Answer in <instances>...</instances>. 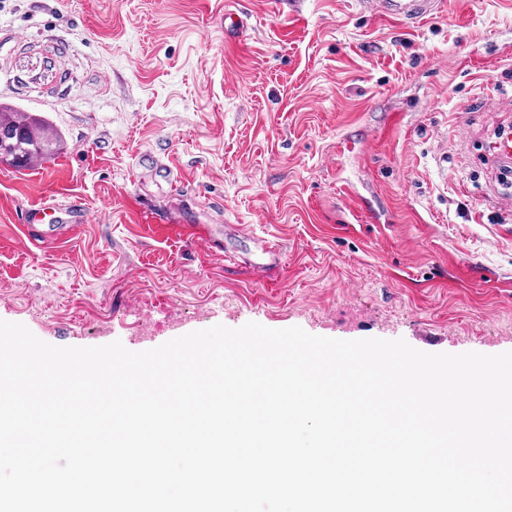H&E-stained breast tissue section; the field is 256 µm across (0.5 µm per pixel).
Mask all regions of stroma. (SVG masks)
I'll return each instance as SVG.
<instances>
[{"label":"stroma","instance_id":"obj_1","mask_svg":"<svg viewBox=\"0 0 512 512\" xmlns=\"http://www.w3.org/2000/svg\"><path fill=\"white\" fill-rule=\"evenodd\" d=\"M238 9L229 40L224 0H0V102L65 143L0 164V320L61 347L254 321L512 351V207L488 161L512 126V0L408 26L359 0ZM78 197L75 236L27 242L24 209L63 224ZM156 234L177 239L203 238L208 234L205 226L201 224H156L154 220L145 221Z\"/></svg>","mask_w":512,"mask_h":512}]
</instances>
